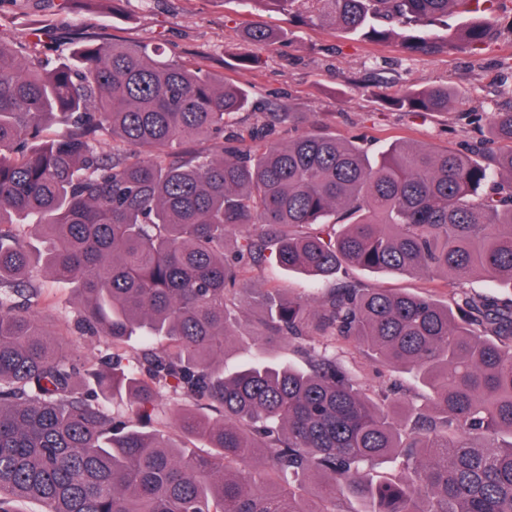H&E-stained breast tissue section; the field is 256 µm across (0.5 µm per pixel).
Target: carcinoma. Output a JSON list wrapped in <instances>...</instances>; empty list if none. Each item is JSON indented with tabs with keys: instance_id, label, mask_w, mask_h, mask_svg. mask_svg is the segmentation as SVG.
<instances>
[{
	"instance_id": "carcinoma-1",
	"label": "carcinoma",
	"mask_w": 512,
	"mask_h": 512,
	"mask_svg": "<svg viewBox=\"0 0 512 512\" xmlns=\"http://www.w3.org/2000/svg\"><path fill=\"white\" fill-rule=\"evenodd\" d=\"M237 2L406 54L475 55L501 0ZM42 36L0 43V512H345L350 498L364 512H512V303L262 288L257 340L306 367L224 372L241 283L267 252L314 278L358 266L512 287V108L464 151L396 141L371 157L314 124L281 145L268 129L297 113L224 134L248 93L199 62L100 41L52 65ZM240 37L264 47L282 31L257 21ZM453 96L408 86L388 106L442 113ZM37 266L77 296V335L112 350H60L35 314ZM338 342L406 370L421 408L390 382L367 393L329 352ZM111 396L133 400L135 423ZM165 396L214 415L179 410L172 433L151 431ZM383 459L404 479H368Z\"/></svg>"
}]
</instances>
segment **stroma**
<instances>
[{
	"instance_id": "obj_1",
	"label": "stroma",
	"mask_w": 512,
	"mask_h": 512,
	"mask_svg": "<svg viewBox=\"0 0 512 512\" xmlns=\"http://www.w3.org/2000/svg\"><path fill=\"white\" fill-rule=\"evenodd\" d=\"M58 2L0 0V41L18 47L31 33L44 32L40 53L50 62L100 37L126 46L160 45L166 57L203 63L213 74L247 89L251 106L238 117L244 125L262 120L266 112L282 105L302 113L304 120L366 143L373 154L398 140L462 151L486 127L491 112L512 105V0H502L499 37L481 54L435 56H405L391 45L375 48L329 28L298 24L285 13L243 10L236 0H112L104 13L79 4L67 14L58 11ZM256 20L281 29V41L257 49L241 43L239 29ZM248 53L260 58L259 66L241 64V56ZM440 84L454 91L447 113L422 119L386 104L399 86ZM346 278L367 288L429 294L443 302L460 294L490 293L505 302L512 300V288L478 278L459 283L355 267L347 268ZM39 284L43 297L38 315L64 353L92 359L108 350L110 343L104 338L72 335L80 306L68 285L44 277ZM249 284L275 285L294 295L329 287L328 282L316 284L274 264L254 268ZM259 358L302 361L296 352L260 345L248 316H241L224 366L230 369ZM336 359L372 390L386 379L410 382L400 370H379L350 344H337Z\"/></svg>"
}]
</instances>
